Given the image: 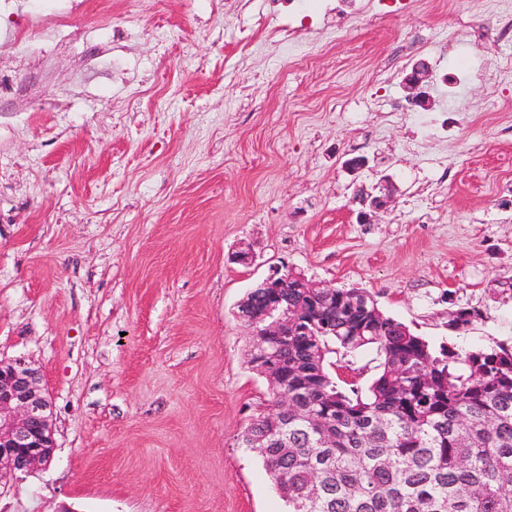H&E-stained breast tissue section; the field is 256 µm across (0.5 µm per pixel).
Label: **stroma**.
Instances as JSON below:
<instances>
[{
	"mask_svg": "<svg viewBox=\"0 0 512 512\" xmlns=\"http://www.w3.org/2000/svg\"><path fill=\"white\" fill-rule=\"evenodd\" d=\"M360 6L85 0L77 41L0 47V74L47 101L0 105V360L41 369L56 440L0 512H287L242 443L269 391L236 316L281 262L433 343H512V294H488L512 277V37L475 0L374 23ZM104 14L132 16L120 41ZM298 16L308 67L278 36ZM419 40L437 76L419 113L463 122L415 146L389 112ZM475 63L449 102L439 74ZM385 179L391 203L361 222ZM242 245L251 264L230 259ZM459 307L484 318L451 330Z\"/></svg>",
	"mask_w": 512,
	"mask_h": 512,
	"instance_id": "obj_1",
	"label": "stroma"
}]
</instances>
